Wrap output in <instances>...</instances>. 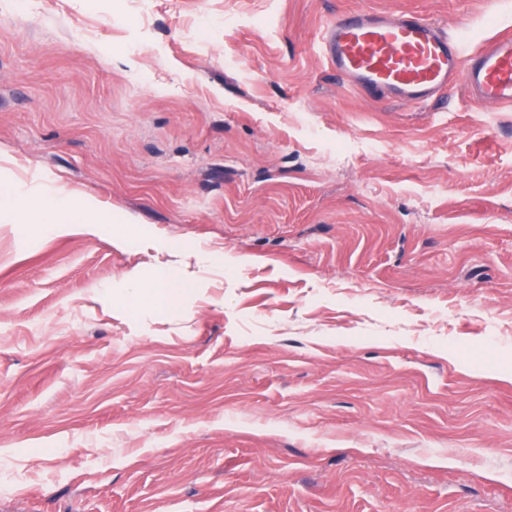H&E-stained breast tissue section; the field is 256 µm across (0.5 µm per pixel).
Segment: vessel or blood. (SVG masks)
Here are the masks:
<instances>
[{"instance_id":"1","label":"vessel or blood","mask_w":512,"mask_h":512,"mask_svg":"<svg viewBox=\"0 0 512 512\" xmlns=\"http://www.w3.org/2000/svg\"><path fill=\"white\" fill-rule=\"evenodd\" d=\"M320 50L350 87L411 106L460 83L474 100L512 105V31L466 51L445 26L413 11L350 12L325 28Z\"/></svg>"}]
</instances>
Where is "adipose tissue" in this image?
I'll return each mask as SVG.
<instances>
[{
    "label": "adipose tissue",
    "mask_w": 512,
    "mask_h": 512,
    "mask_svg": "<svg viewBox=\"0 0 512 512\" xmlns=\"http://www.w3.org/2000/svg\"><path fill=\"white\" fill-rule=\"evenodd\" d=\"M6 198L15 203V211L20 219L30 222L44 219L58 212L72 213V222L79 228L90 231L104 223V213L90 203H73L70 196L61 192L33 194L16 189H6ZM183 284L180 274L167 265L157 266L149 283H132L127 295L132 299H142L156 310L169 311L176 302L177 291Z\"/></svg>",
    "instance_id": "ef3b65f1"
}]
</instances>
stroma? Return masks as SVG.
<instances>
[{"mask_svg":"<svg viewBox=\"0 0 512 512\" xmlns=\"http://www.w3.org/2000/svg\"><path fill=\"white\" fill-rule=\"evenodd\" d=\"M350 10L512 25L0 0V183L107 218L0 201V512H512V107L344 85L317 39ZM160 263L178 307L120 306ZM8 199H13L15 211L20 219L30 222L42 220L54 213L73 212L72 222L79 228L90 231L98 224H105L104 213L90 203L74 204L70 196L62 192L33 194L8 188L4 191Z\"/></svg>","mask_w":512,"mask_h":512,"instance_id":"1","label":"stroma"}]
</instances>
